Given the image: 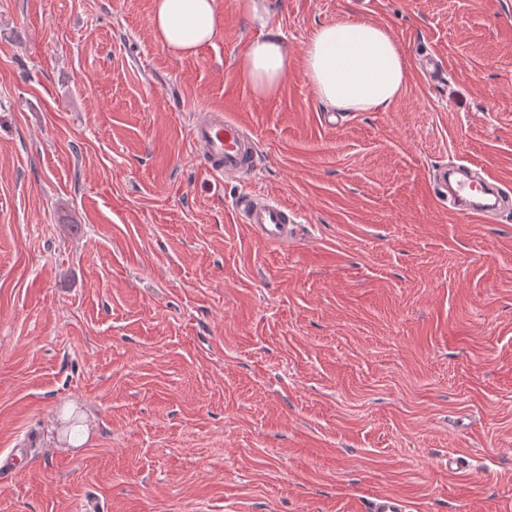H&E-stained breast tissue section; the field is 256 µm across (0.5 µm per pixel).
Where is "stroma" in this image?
Listing matches in <instances>:
<instances>
[{"label":"stroma","mask_w":512,"mask_h":512,"mask_svg":"<svg viewBox=\"0 0 512 512\" xmlns=\"http://www.w3.org/2000/svg\"><path fill=\"white\" fill-rule=\"evenodd\" d=\"M266 5L218 0L177 57L152 0H0V454L28 459L0 512H512V0ZM348 18L408 82L327 125L302 46ZM272 27L263 98L239 64ZM211 107L295 243L236 222L190 141ZM451 163L506 183L493 220L437 201ZM288 66V49L281 33L269 30L249 44L239 69L255 95L270 97L287 76Z\"/></svg>","instance_id":"obj_1"}]
</instances>
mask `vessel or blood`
Segmentation results:
<instances>
[{
  "label": "vessel or blood",
  "mask_w": 512,
  "mask_h": 512,
  "mask_svg": "<svg viewBox=\"0 0 512 512\" xmlns=\"http://www.w3.org/2000/svg\"><path fill=\"white\" fill-rule=\"evenodd\" d=\"M189 134L195 147L205 155L210 175L225 180H243L253 175L257 147L232 113L214 110L195 113ZM468 174L469 169L464 165L439 169L433 188L450 194L448 208L455 215L476 222L486 221L491 207L471 197ZM234 212L238 223L249 225L259 241L289 243L296 237L295 211L269 195L242 194L235 201Z\"/></svg>",
  "instance_id": "vessel-or-blood-1"
}]
</instances>
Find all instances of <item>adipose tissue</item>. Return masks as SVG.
I'll return each instance as SVG.
<instances>
[{
    "instance_id": "ef3b65f1",
    "label": "adipose tissue",
    "mask_w": 512,
    "mask_h": 512,
    "mask_svg": "<svg viewBox=\"0 0 512 512\" xmlns=\"http://www.w3.org/2000/svg\"><path fill=\"white\" fill-rule=\"evenodd\" d=\"M216 0H153L157 40L178 56L196 54L215 36ZM302 60L315 97L333 112H381L402 93L407 66L398 42L381 26L346 19L315 28ZM288 49L280 32L252 41L240 74L252 92L273 96L288 74Z\"/></svg>"
}]
</instances>
